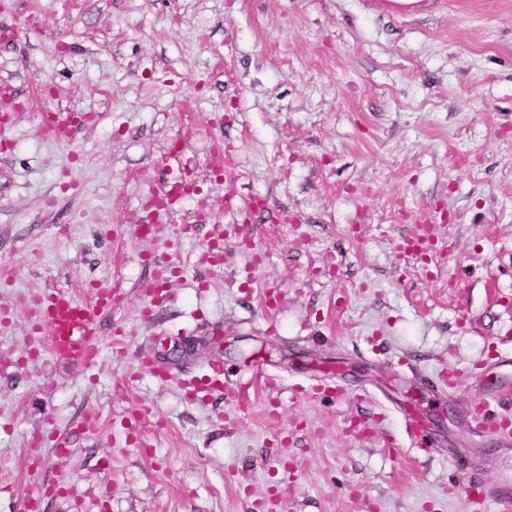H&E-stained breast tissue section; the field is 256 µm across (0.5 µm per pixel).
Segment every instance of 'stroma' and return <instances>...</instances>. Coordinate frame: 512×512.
<instances>
[{
	"mask_svg": "<svg viewBox=\"0 0 512 512\" xmlns=\"http://www.w3.org/2000/svg\"><path fill=\"white\" fill-rule=\"evenodd\" d=\"M15 2L0 512L52 483L40 512H472L463 487L512 471L457 413L512 386V0ZM56 110L95 119L50 136ZM187 171L206 209L137 236L127 215ZM425 224L426 264L403 249ZM99 288L123 337L56 365L33 297ZM257 358L285 382L243 408ZM213 364L224 387L191 397ZM325 368L346 394L310 391ZM410 404L442 448L405 447Z\"/></svg>",
	"mask_w": 512,
	"mask_h": 512,
	"instance_id": "stroma-1",
	"label": "stroma"
}]
</instances>
